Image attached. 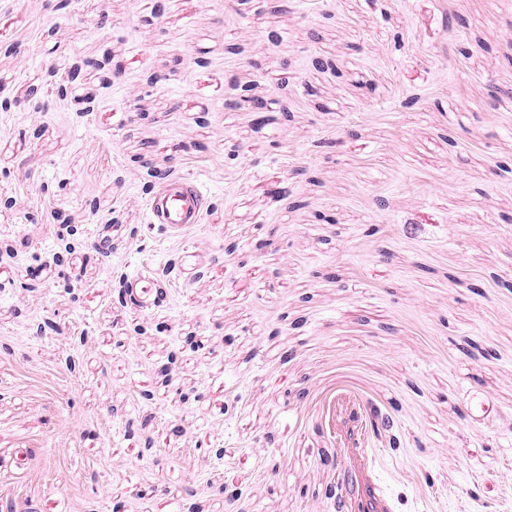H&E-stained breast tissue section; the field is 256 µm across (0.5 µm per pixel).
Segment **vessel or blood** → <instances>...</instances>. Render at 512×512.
<instances>
[{
	"mask_svg": "<svg viewBox=\"0 0 512 512\" xmlns=\"http://www.w3.org/2000/svg\"><path fill=\"white\" fill-rule=\"evenodd\" d=\"M208 197L206 188L186 178L165 179L148 201L150 224L176 231L199 223Z\"/></svg>",
	"mask_w": 512,
	"mask_h": 512,
	"instance_id": "1",
	"label": "vessel or blood"
}]
</instances>
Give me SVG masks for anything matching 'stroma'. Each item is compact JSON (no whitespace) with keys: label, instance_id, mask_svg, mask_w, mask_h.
Returning a JSON list of instances; mask_svg holds the SVG:
<instances>
[{"label":"stroma","instance_id":"stroma-1","mask_svg":"<svg viewBox=\"0 0 512 512\" xmlns=\"http://www.w3.org/2000/svg\"><path fill=\"white\" fill-rule=\"evenodd\" d=\"M156 1L0 0V504L512 512V0ZM145 161L200 224H149ZM342 396L392 420L344 472Z\"/></svg>","mask_w":512,"mask_h":512}]
</instances>
